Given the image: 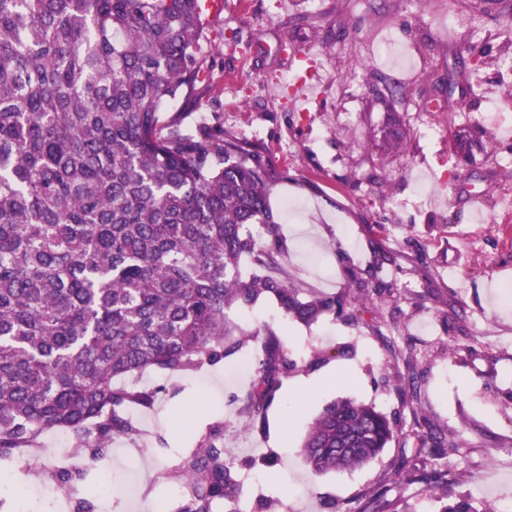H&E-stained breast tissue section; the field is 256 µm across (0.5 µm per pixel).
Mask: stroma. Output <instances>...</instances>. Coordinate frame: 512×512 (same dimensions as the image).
I'll list each match as a JSON object with an SVG mask.
<instances>
[{
  "label": "stroma",
  "instance_id": "35a3bbf8",
  "mask_svg": "<svg viewBox=\"0 0 512 512\" xmlns=\"http://www.w3.org/2000/svg\"><path fill=\"white\" fill-rule=\"evenodd\" d=\"M470 17H462L463 8ZM206 0L195 102L178 99L163 121L207 122L258 155L279 222L276 273L302 295L357 300L354 320L310 326L275 301L233 319L273 330L296 368L265 419L229 382L227 362L190 374L147 372L165 384L153 407L128 411L140 433L104 449L116 477L134 472L145 492L129 512L175 507L179 463L210 426L240 474L272 457L247 512H437L424 484L398 472L425 464L448 473L449 498L479 512L512 499V0ZM459 16L449 24V16ZM401 44L412 67L378 57ZM481 55L472 70L468 57ZM310 78V93L286 89ZM477 142L462 158L456 135ZM415 373L409 392L402 378ZM374 403L400 419L399 435L366 466L317 475L300 445L328 403ZM460 442L464 457L421 447L428 428Z\"/></svg>",
  "mask_w": 512,
  "mask_h": 512
}]
</instances>
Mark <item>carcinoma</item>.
Returning a JSON list of instances; mask_svg holds the SVG:
<instances>
[{
  "label": "carcinoma",
  "mask_w": 512,
  "mask_h": 512,
  "mask_svg": "<svg viewBox=\"0 0 512 512\" xmlns=\"http://www.w3.org/2000/svg\"><path fill=\"white\" fill-rule=\"evenodd\" d=\"M201 0H0V459L49 429L102 450L137 429L123 410L166 390L128 383L192 372L254 334L228 311L271 297L310 324L350 302L303 298L274 275L279 223L260 159L235 139L160 121L205 80ZM259 224L273 238L251 231ZM295 363L269 330L247 394L264 419ZM398 436L372 404L333 401L301 454L316 474L361 468ZM422 440L462 447L428 429ZM176 512H230L246 495L214 429L175 466ZM434 493L442 471H408ZM439 512H479L462 496Z\"/></svg>",
  "instance_id": "1"
}]
</instances>
